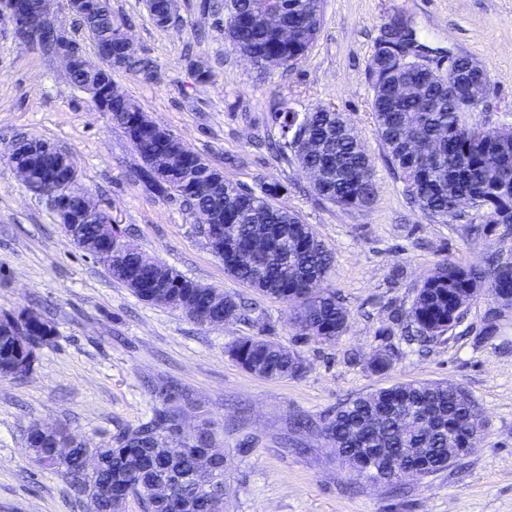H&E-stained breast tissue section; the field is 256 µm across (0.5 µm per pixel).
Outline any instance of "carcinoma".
I'll return each mask as SVG.
<instances>
[{
    "label": "carcinoma",
    "mask_w": 512,
    "mask_h": 512,
    "mask_svg": "<svg viewBox=\"0 0 512 512\" xmlns=\"http://www.w3.org/2000/svg\"><path fill=\"white\" fill-rule=\"evenodd\" d=\"M97 22L90 30L94 40L117 27L110 0H94ZM274 10L304 30L300 42H282L266 27L235 25L233 17ZM323 10L312 12L308 0H224V35L241 54L263 57L273 53L295 65L305 55L319 31ZM113 71L132 72L146 80L157 78V70L147 60L125 62L114 55ZM373 87V112L376 133L394 167L401 171L409 200L427 217L447 223L459 218L450 211L448 197L466 198L472 208L488 214L490 220L479 231L493 232L502 226L512 228V132L472 127L465 123L467 113L484 101L485 87L469 70L467 58L458 57L454 68L441 74L414 67L392 72L386 60L373 54L370 63ZM406 79L424 86L429 105L418 97L396 98L391 93L394 79ZM312 126L319 132L320 146L307 152H294L302 166L322 168L325 175L314 192L347 209L370 206L376 196L374 167L357 138L351 120L322 104L307 109ZM295 112L284 106L271 113V122L279 137L269 143L273 151L284 154L291 148ZM413 139H436L440 148L433 155L415 156L408 152L403 135ZM179 178L156 191L161 196L179 199L192 212L218 208L224 217L215 223L224 225V238L207 239L211 251L224 260V272L263 295L287 303L289 321L301 333L305 330L325 342L346 332L349 313L339 294L326 286L334 266V253L292 212L274 204L284 191L280 184L263 186L249 196L238 193L237 183L226 180L224 188L208 193L188 189L196 174L200 153L186 147ZM265 224L268 245L258 250L253 264L237 262V251L251 246L252 225ZM168 280L181 286V292L204 295L211 287L195 282L166 268ZM512 305V255L493 253L484 263L465 265L452 258L441 260L419 288L410 307L401 314L408 337L424 342L455 330L464 321L466 308L483 287ZM23 313L0 315V369L21 378L30 372L39 350L52 344L55 325L42 319L32 325L22 320ZM27 329L28 349H15V330ZM227 352L246 371L267 379L300 377L304 361L294 350L277 342L244 336L231 344ZM395 351L377 350L370 365L384 370L393 363ZM160 406L151 417L134 428L118 431L97 448L103 465L94 474H82L77 448L68 459L52 454L51 441L36 431L32 421L28 432L35 445L34 459L46 471L67 476L86 494L90 512H113L112 498L137 497L144 512H174L171 504L195 503L196 512H223L224 502L197 494L189 481L174 484L169 499L155 503L146 490L159 479L160 461L151 448L160 437L171 449L184 473L192 471L199 445L172 437L177 417L174 392L167 387L158 391ZM479 408L470 393L446 382L397 385L350 399L330 411L319 429L334 449L336 458L352 472L359 473L369 464L381 465L399 448L419 449V459L443 462L448 449L461 447L463 413Z\"/></svg>",
    "instance_id": "cac0c4a2"
}]
</instances>
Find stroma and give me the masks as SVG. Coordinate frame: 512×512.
Returning <instances> with one entry per match:
<instances>
[{
  "label": "stroma",
  "instance_id": "obj_1",
  "mask_svg": "<svg viewBox=\"0 0 512 512\" xmlns=\"http://www.w3.org/2000/svg\"><path fill=\"white\" fill-rule=\"evenodd\" d=\"M212 2L177 0V19L164 27L147 0H111L140 56L158 71L154 81L124 72L113 79L225 179L284 185L279 205L335 254L327 285L350 313L348 329L332 343L300 336L285 303L227 275L188 208L135 180L141 161L126 134L71 83L58 57L17 45L0 22V314L44 306L56 327L25 378L0 379V512H87V498L75 496L65 476L33 462L29 422L66 428L94 448L145 421L160 384L186 396L196 420L215 422L226 462L224 512H512V312L500 313L495 335H486L496 302L483 295L461 326L424 350L406 343L391 319L440 260L477 264L493 251L512 254V234L474 233L483 222L474 212L443 224L410 204L376 134L369 74L385 26L408 19L424 63L454 54L485 68L488 96L467 123L512 130V0H324L305 56L270 73L227 43L225 18L213 14ZM317 103L346 113L373 158L370 207L346 210L321 198L295 156L266 150L274 108L302 112ZM22 136L67 149L77 188L109 206L128 243L252 303L249 320L209 328L138 299L75 246L48 201L15 176L6 149ZM258 334L298 352L304 375L267 380L228 356L233 341ZM386 346L394 362L373 371L372 353ZM411 382L464 387L487 430L463 465L409 481L396 495L340 464L319 426L340 403Z\"/></svg>",
  "mask_w": 512,
  "mask_h": 512
}]
</instances>
